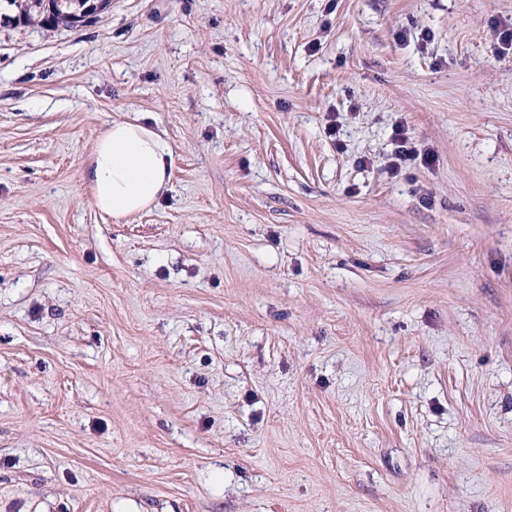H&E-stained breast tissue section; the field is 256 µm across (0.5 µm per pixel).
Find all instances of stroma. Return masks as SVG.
<instances>
[{"label": "stroma", "mask_w": 512, "mask_h": 512, "mask_svg": "<svg viewBox=\"0 0 512 512\" xmlns=\"http://www.w3.org/2000/svg\"><path fill=\"white\" fill-rule=\"evenodd\" d=\"M512 0L0 24V512H512ZM173 151L95 208L97 135ZM403 124L432 165L390 172ZM173 153L138 120L112 122L95 142L85 179L95 206L115 218L149 210L169 189Z\"/></svg>", "instance_id": "stroma-1"}]
</instances>
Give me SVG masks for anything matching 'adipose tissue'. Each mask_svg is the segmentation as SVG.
<instances>
[{
    "label": "adipose tissue",
    "instance_id": "ef3b65f1",
    "mask_svg": "<svg viewBox=\"0 0 512 512\" xmlns=\"http://www.w3.org/2000/svg\"><path fill=\"white\" fill-rule=\"evenodd\" d=\"M167 140L140 121L115 122L99 134L85 178L95 206L121 218L150 209L171 181Z\"/></svg>",
    "mask_w": 512,
    "mask_h": 512
}]
</instances>
